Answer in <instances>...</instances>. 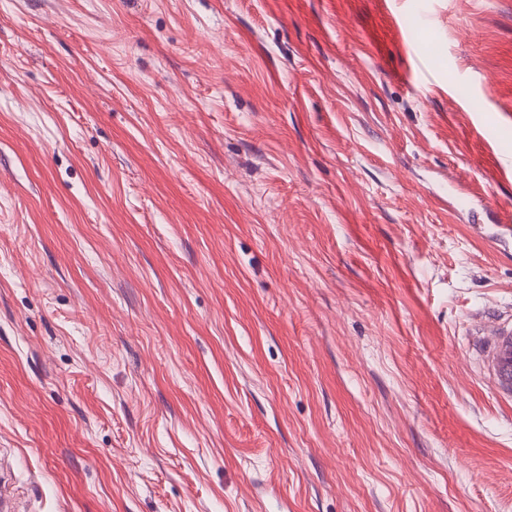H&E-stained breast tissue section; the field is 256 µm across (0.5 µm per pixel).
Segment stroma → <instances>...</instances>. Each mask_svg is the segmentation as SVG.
<instances>
[{
    "label": "stroma",
    "mask_w": 512,
    "mask_h": 512,
    "mask_svg": "<svg viewBox=\"0 0 512 512\" xmlns=\"http://www.w3.org/2000/svg\"><path fill=\"white\" fill-rule=\"evenodd\" d=\"M512 0H0V451L26 512H512ZM486 345L485 366L503 394L512 393V325L497 320L484 323L478 330Z\"/></svg>",
    "instance_id": "stroma-1"
}]
</instances>
